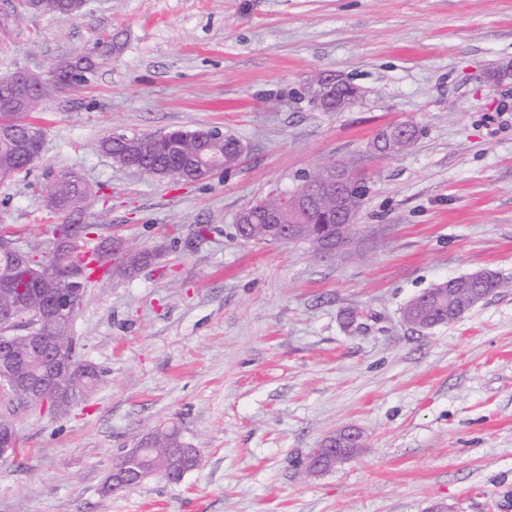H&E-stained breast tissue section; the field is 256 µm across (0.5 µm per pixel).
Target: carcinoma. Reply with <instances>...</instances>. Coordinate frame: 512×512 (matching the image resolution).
I'll return each instance as SVG.
<instances>
[{
  "label": "carcinoma",
  "instance_id": "cac0c4a2",
  "mask_svg": "<svg viewBox=\"0 0 512 512\" xmlns=\"http://www.w3.org/2000/svg\"><path fill=\"white\" fill-rule=\"evenodd\" d=\"M84 0H24L21 9L31 13L80 15ZM62 85L49 79L36 87L18 82L0 80V183L15 178L38 158L43 147V129L34 122L19 120V115L36 111ZM335 97L358 101L361 91L350 82L343 81L334 90ZM239 141L232 137H219L212 130H174L164 136L143 134L128 135L110 132L100 138L97 148L123 167H138L147 176H166L176 183H194L205 180L196 173L200 159L218 157L232 163L237 154ZM50 196L58 201L56 211L61 222L54 225L53 240L69 238L77 234L88 235L94 225L85 224L82 215L86 206L87 190L79 175L67 171L58 176L50 188ZM281 208V197L273 193L250 206L254 222L246 225L241 237L246 241L263 243L308 242L316 252H331L349 243L355 235V224L343 231L336 227V200L326 198L322 204L302 214V222L293 225V231L284 234L285 225L269 224L265 215ZM81 245L71 249L50 250L49 255L31 256L27 266L15 265L6 253H0V278L12 279L15 292L27 297L29 308L34 311L42 305L51 292L66 286L68 279L79 277L84 298L91 285L82 259ZM502 283L489 273L478 274L460 280L459 287L451 288L442 281L428 290L431 307L424 317L436 320L440 313L453 307L463 312L469 310ZM43 329L55 337L71 365V371L79 375L83 392H88L97 382L91 365L80 361L77 355V338L73 324L67 321L48 320ZM17 349L25 359L29 373L38 372L39 357L27 347L23 338H18ZM184 436L177 425L160 427L148 433L146 442L139 447L148 449L142 465L168 478L169 449L180 448Z\"/></svg>",
  "mask_w": 512,
  "mask_h": 512
}]
</instances>
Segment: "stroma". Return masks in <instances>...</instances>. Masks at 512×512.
I'll return each mask as SVG.
<instances>
[{
	"label": "stroma",
	"instance_id": "35a3bbf8",
	"mask_svg": "<svg viewBox=\"0 0 512 512\" xmlns=\"http://www.w3.org/2000/svg\"><path fill=\"white\" fill-rule=\"evenodd\" d=\"M112 55L36 114L41 157L0 183V218L45 249L48 191L79 171L85 218L160 256L90 288L74 319L95 389L67 414L12 407L0 512H512V0H89L78 17L0 0V77L42 75L96 42ZM321 72L360 88L323 112ZM412 122L404 153H371ZM220 127L244 153L203 182L130 172L110 131ZM331 164L368 193L349 246L248 243L237 218ZM206 225L197 233L198 225ZM475 272L503 286L457 321L414 330L402 310ZM202 452L178 483L118 494L116 457L160 425ZM363 446L311 475V448Z\"/></svg>",
	"mask_w": 512,
	"mask_h": 512
}]
</instances>
